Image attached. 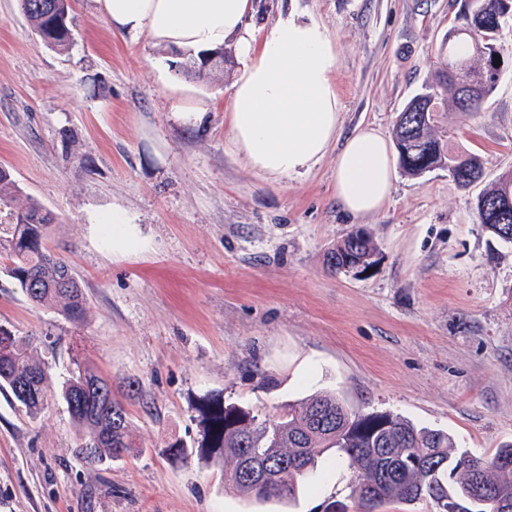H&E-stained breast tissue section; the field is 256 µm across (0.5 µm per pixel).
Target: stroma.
<instances>
[{"mask_svg": "<svg viewBox=\"0 0 512 512\" xmlns=\"http://www.w3.org/2000/svg\"><path fill=\"white\" fill-rule=\"evenodd\" d=\"M463 0H255L254 30L296 13L324 25L339 139L360 125L392 137L398 113L433 80ZM74 42L46 46L0 0V165L54 217L49 245L86 296L81 321L34 305L0 269V328L33 338L48 398L29 415L0 390V512H326L347 503L349 474L320 462L295 502L243 499L220 454L199 451L201 408L220 400L272 413L330 390L362 413L447 430L491 456L512 442V244L479 224L478 188L447 169L397 175L378 213L336 201L337 144L309 172L273 180L250 169L227 131L234 57L223 74L187 72L189 52L114 32L95 0H72ZM502 75L475 112L438 113L453 152L482 156L486 181L512 171V22ZM207 103L200 124L175 106ZM134 242L112 247L104 219ZM374 240L370 273L325 263L355 228ZM119 383L133 448L89 462L59 396L75 364ZM182 442L175 456L170 443Z\"/></svg>", "mask_w": 512, "mask_h": 512, "instance_id": "stroma-1", "label": "stroma"}]
</instances>
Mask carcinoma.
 Here are the masks:
<instances>
[{"label":"carcinoma","mask_w":512,"mask_h":512,"mask_svg":"<svg viewBox=\"0 0 512 512\" xmlns=\"http://www.w3.org/2000/svg\"><path fill=\"white\" fill-rule=\"evenodd\" d=\"M21 10L36 33L60 20L71 27L70 0H20ZM464 25L448 30L441 45L445 55L436 82L425 87L429 99L413 97L398 116L395 142L399 165L411 177L440 167L462 189L482 180L484 161L474 153L449 154L435 134L439 106L472 112L495 91L501 72L488 68L490 59L461 49L472 36L493 49L502 25L512 19V0H478L477 11L463 14ZM481 64H471L472 57ZM420 114L417 127L404 126L403 114ZM17 185L0 166V201L12 198ZM478 222L506 243H512V171L498 177L476 197ZM53 217L36 204L11 213L0 224V260L29 300L78 321L85 296L70 266L49 247ZM376 244L366 231L349 233L327 255L338 272L367 267ZM0 388H7L28 413L46 402L47 371L32 356L31 344L0 331ZM60 397L79 433L78 452L90 462L120 460L132 448L124 403L112 392V381L76 365L62 383ZM207 447L224 456L227 480L243 498L263 497L293 502L298 483L326 455H334L353 472L350 497L362 512L387 502L407 505L426 500L435 512H448L456 502L463 512H512V443L485 459L458 447L445 430L417 426L390 413L362 414L332 392L316 393L280 408L272 415L222 402L202 410ZM260 469L278 468L281 476L261 485L244 471V463Z\"/></svg>","instance_id":"obj_1"}]
</instances>
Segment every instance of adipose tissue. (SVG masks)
I'll return each mask as SVG.
<instances>
[{
    "label": "adipose tissue",
    "instance_id": "obj_1",
    "mask_svg": "<svg viewBox=\"0 0 512 512\" xmlns=\"http://www.w3.org/2000/svg\"><path fill=\"white\" fill-rule=\"evenodd\" d=\"M114 31L156 44L212 50L235 41L243 59L227 126L255 171L280 179L309 170L336 136V50L324 26L290 14L261 37L247 19L253 0H96ZM396 179L386 137L369 125L349 134L336 156V200L355 217L378 213Z\"/></svg>",
    "mask_w": 512,
    "mask_h": 512
}]
</instances>
